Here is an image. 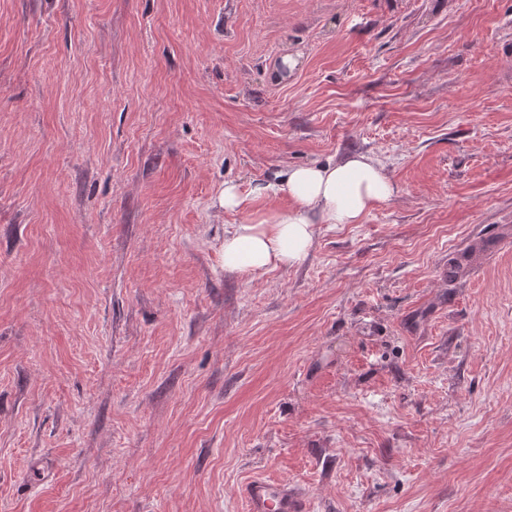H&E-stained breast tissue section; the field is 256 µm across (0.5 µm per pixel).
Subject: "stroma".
<instances>
[{
  "label": "stroma",
  "instance_id": "obj_1",
  "mask_svg": "<svg viewBox=\"0 0 512 512\" xmlns=\"http://www.w3.org/2000/svg\"><path fill=\"white\" fill-rule=\"evenodd\" d=\"M355 153L399 195L225 271V182ZM256 478L512 512V0H0V512Z\"/></svg>",
  "mask_w": 512,
  "mask_h": 512
}]
</instances>
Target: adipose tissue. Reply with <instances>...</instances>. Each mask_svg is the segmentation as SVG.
<instances>
[{
  "label": "adipose tissue",
  "instance_id": "1",
  "mask_svg": "<svg viewBox=\"0 0 512 512\" xmlns=\"http://www.w3.org/2000/svg\"><path fill=\"white\" fill-rule=\"evenodd\" d=\"M398 192L384 166L359 153L338 161L281 168L246 193L239 184L225 182L213 202L215 208L236 211L250 197L282 201L286 207L245 223L225 225L220 247L224 268L258 274L299 266L322 230L360 223Z\"/></svg>",
  "mask_w": 512,
  "mask_h": 512
}]
</instances>
